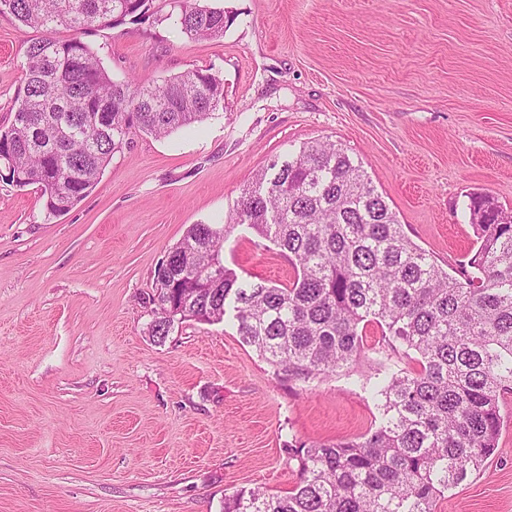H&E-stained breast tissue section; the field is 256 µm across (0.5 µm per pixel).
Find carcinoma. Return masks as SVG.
<instances>
[{"label":"carcinoma","mask_w":512,"mask_h":512,"mask_svg":"<svg viewBox=\"0 0 512 512\" xmlns=\"http://www.w3.org/2000/svg\"><path fill=\"white\" fill-rule=\"evenodd\" d=\"M3 2L0 15L46 32L28 47L0 153L18 186H40L50 217L95 187L131 135H169L224 108V85L206 70L157 85L116 81L81 38L145 20L152 0ZM170 7L190 39L220 38L230 22L197 0ZM61 27L72 36H53ZM469 210L476 244L450 274L406 234L348 149L314 140L255 175L234 223L195 224L169 250L150 299L159 343L177 319L219 323L230 310L243 341L288 379L353 369L370 325L397 357L370 387L375 430L289 445L299 483L285 495L240 489L224 497V512H435L483 467L498 448L501 393L512 391V210L482 194ZM240 224L288 257L289 285L241 283L224 266V241Z\"/></svg>","instance_id":"obj_1"}]
</instances>
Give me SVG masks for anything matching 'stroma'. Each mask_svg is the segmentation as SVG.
I'll list each match as a JSON object with an SVG mask.
<instances>
[{"instance_id":"stroma-1","label":"stroma","mask_w":512,"mask_h":512,"mask_svg":"<svg viewBox=\"0 0 512 512\" xmlns=\"http://www.w3.org/2000/svg\"><path fill=\"white\" fill-rule=\"evenodd\" d=\"M233 21L193 40L153 19L85 41L115 78L203 69L224 107L195 130L135 134L93 190L47 216L38 185L0 165V512H222L236 490L286 494V449L380 424L369 396L384 341L357 374L276 376L233 317L149 334L160 263L191 225L226 222L254 175L301 143L362 161L407 235L444 269L476 240L469 196L512 209V0H217ZM39 36L0 16V130ZM240 280L293 268L247 225L224 244ZM498 448L436 512H512V394Z\"/></svg>"}]
</instances>
